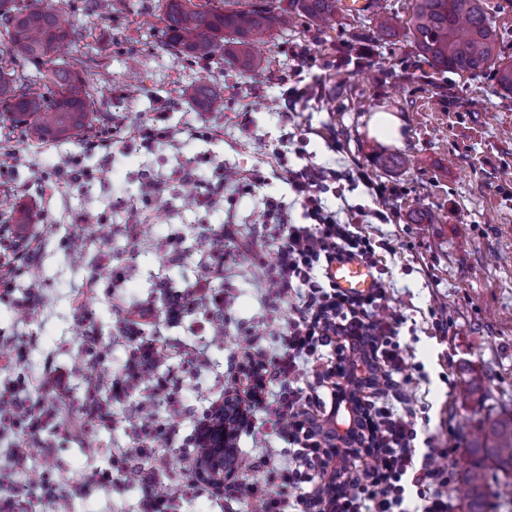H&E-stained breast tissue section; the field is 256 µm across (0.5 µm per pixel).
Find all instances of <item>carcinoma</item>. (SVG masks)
Here are the masks:
<instances>
[{"instance_id":"obj_1","label":"carcinoma","mask_w":512,"mask_h":512,"mask_svg":"<svg viewBox=\"0 0 512 512\" xmlns=\"http://www.w3.org/2000/svg\"><path fill=\"white\" fill-rule=\"evenodd\" d=\"M294 8L329 25L341 6L340 0H269L218 11L188 0H166L163 22L174 52L200 59L222 51L242 70L255 72L263 69L265 59L253 51L254 38L288 24ZM61 13L54 0H0V32L6 40L0 50V110L26 124L40 141L67 139L92 128L94 94L82 71L96 62L56 63L60 47L77 36ZM367 20L352 39L373 43L402 36L432 74L463 77L489 70L500 89L512 94V62L500 57L498 34L483 0H412L405 20L387 11L381 0H371ZM31 61L54 64L49 71L52 96L26 83L24 66ZM192 99L203 112L224 110V98L204 80L193 86ZM467 452L470 464L455 489L466 512H498L496 502L512 504V413L472 428Z\"/></svg>"}]
</instances>
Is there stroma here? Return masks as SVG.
Here are the masks:
<instances>
[{
  "mask_svg": "<svg viewBox=\"0 0 512 512\" xmlns=\"http://www.w3.org/2000/svg\"><path fill=\"white\" fill-rule=\"evenodd\" d=\"M109 9L86 13L82 0H60L63 17L78 33L60 58L89 56L97 61L86 78L106 96L97 101L89 135L42 142L14 116L0 111V225L20 210L34 223L54 227L29 273L15 283L14 297L31 282L44 291L40 311L21 319L11 299L0 298V347H23L7 376L33 379L48 364L70 369L71 407L85 393L89 366L99 363L118 374L128 349L116 334L112 299L122 295L154 299L155 284L169 273L167 240H182L184 280L203 271L198 236L203 227L237 224L241 240L275 257L272 228L259 225L264 196L284 194L274 155L281 135V80L306 88L294 119L309 142L294 166L326 165L340 179V193L323 198L338 219L362 210L360 228L379 243L374 269L385 288L391 311L403 314L400 339L408 346V362L418 378L412 398L419 437L449 449L435 461L456 486L465 467L466 443L459 429L487 415L512 412V97L501 95L491 72L461 77L445 74L439 83L425 78L404 41L371 46L361 64L345 63L354 22L346 13L335 28H320L306 16L295 25L274 30L264 47L270 59L262 74L239 71L224 57L177 56L166 43L159 20L165 0H109ZM306 49L303 72H284L283 52ZM224 98V109L201 112L190 99L199 78ZM396 114L402 122L401 144L371 138L368 123L375 112ZM253 122L242 130V113ZM146 118L172 129L170 140L146 149L128 141V129ZM217 128L223 140L212 143L188 138L187 126ZM120 142H112V133ZM71 155L90 177L82 188L69 189L56 164ZM200 162L206 181L219 168L238 176L260 170L264 184L251 194L226 192L223 204L204 210L187 200L175 171L190 158ZM165 188L143 199L145 175ZM384 187L377 200L374 186ZM125 195L137 206L142 223L137 237L125 232L127 214L113 209L112 197ZM393 209V220L381 219ZM85 215L82 224L74 215ZM94 291L75 293L88 280ZM230 302L224 320V341L207 346L200 362H187L184 348L197 346V316L176 325H160L159 334L176 355L158 366L155 376H172L176 403L160 415L176 429L166 445L163 482H187L192 470L191 443L196 419L210 402L232 387H241L240 327L259 326L260 343L277 348L285 317L265 301L267 283L259 268L231 265L220 283ZM91 316L98 329L99 355L84 347L76 325L78 312ZM478 388L466 396L468 385ZM112 425L90 433L84 441L66 440L53 430L30 441L24 465L16 467L12 435L0 436V468L14 467L18 484L50 483L69 495L67 512H140V488L124 480L98 485V474L112 464V452L134 443L131 399L103 396ZM272 424L253 409L235 439L237 456L251 460L265 449L280 447ZM56 465L44 471V450ZM253 504L230 493L215 496L188 490L179 512H253Z\"/></svg>",
  "mask_w": 512,
  "mask_h": 512,
  "instance_id": "1",
  "label": "stroma"
}]
</instances>
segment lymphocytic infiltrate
I'll return each mask as SVG.
<instances>
[{
  "label": "lymphocytic infiltrate",
  "mask_w": 512,
  "mask_h": 512,
  "mask_svg": "<svg viewBox=\"0 0 512 512\" xmlns=\"http://www.w3.org/2000/svg\"><path fill=\"white\" fill-rule=\"evenodd\" d=\"M282 167L281 177L302 207L303 223H295L283 198L266 197L260 218L276 230V257L266 261L253 253L250 264L262 269L269 285L267 301L271 308L289 312L275 353L259 344L260 333L244 329L237 347L244 356L243 369L253 385L245 394H227L235 405H260L272 416L282 448L267 449L260 463L277 485L266 492L257 485H236V498L261 502L263 512H448V496L435 490L439 478L432 461L436 449L417 451L416 414L399 412L395 404L413 381L406 374V349L399 341V316L388 313L384 289L366 295L339 291L326 271L337 261L356 257L375 263L373 240L363 235L356 219L339 222L335 212L325 208L320 194L335 182L336 172L325 166L290 168L287 153L276 149ZM183 189L189 190L195 206L213 207L224 197L226 188L250 192L264 183L261 173H252L248 184L231 185L228 179L207 183L197 167L187 165L178 172ZM53 234L49 224H2L0 237V291L11 294L18 277L32 265L44 241ZM238 225L223 224L203 230L200 251L206 257V273L183 287L172 278L159 280L156 300L113 301L115 327L131 347V357L118 375L87 379V393L77 418L65 420L60 407L69 398L64 368L48 365L40 379L28 385L7 380L0 383V435L12 434L23 443L35 437L45 425L72 438L87 435L111 424L112 416L98 400L100 391L116 397H133L144 385V377L170 359L172 350L165 342L150 338L149 329L201 314L200 330L208 343L224 339V292L214 288L223 278L226 266L238 264L242 255ZM363 343L371 350L373 379L361 386L359 394L365 415L375 426L379 448L375 464L343 471L348 491L329 496L320 482L329 463L324 440L314 420L327 411L329 401L340 391L336 378L342 375L347 352ZM44 393L48 402L40 407L27 403L29 390ZM148 404L138 405L139 437L134 447L121 450L116 473H102L100 482L112 477L137 473L143 488L141 512H174L182 493H169L158 479L162 459L159 442L170 440L173 429L163 422L159 408L171 398L167 380H155ZM414 487L421 507H412L407 487Z\"/></svg>",
  "instance_id": "lymphocytic-infiltrate-1"
}]
</instances>
